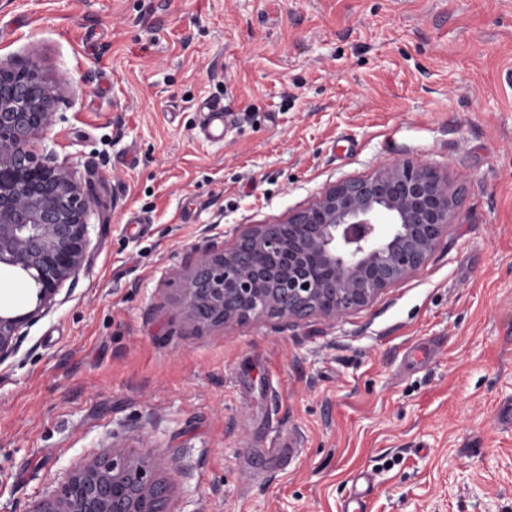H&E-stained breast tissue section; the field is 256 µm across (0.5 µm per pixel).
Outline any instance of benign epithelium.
Returning a JSON list of instances; mask_svg holds the SVG:
<instances>
[{
	"label": "benign epithelium",
	"instance_id": "obj_1",
	"mask_svg": "<svg viewBox=\"0 0 512 512\" xmlns=\"http://www.w3.org/2000/svg\"><path fill=\"white\" fill-rule=\"evenodd\" d=\"M62 120L38 61L0 60V268L24 271L37 290L30 311L0 312V365L87 265L95 201L44 145ZM457 203L448 179L426 163L339 181L283 223L255 224L228 249L211 242L195 250L179 289L182 313L198 326L335 320L425 265ZM167 491L152 456L114 452L73 471L30 512H168Z\"/></svg>",
	"mask_w": 512,
	"mask_h": 512
}]
</instances>
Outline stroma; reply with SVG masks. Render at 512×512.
Returning a JSON list of instances; mask_svg holds the SVG:
<instances>
[{
  "label": "stroma",
  "mask_w": 512,
  "mask_h": 512,
  "mask_svg": "<svg viewBox=\"0 0 512 512\" xmlns=\"http://www.w3.org/2000/svg\"><path fill=\"white\" fill-rule=\"evenodd\" d=\"M0 59L96 199L0 366V512L112 450L183 465L172 512H341L360 472L366 512H512V0H0ZM399 160L458 193L424 266L335 320L184 318L194 249ZM204 113L202 132L212 140L220 141L224 139V131L229 124L230 113L226 112L224 103L212 102L202 106Z\"/></svg>",
  "instance_id": "obj_1"
}]
</instances>
